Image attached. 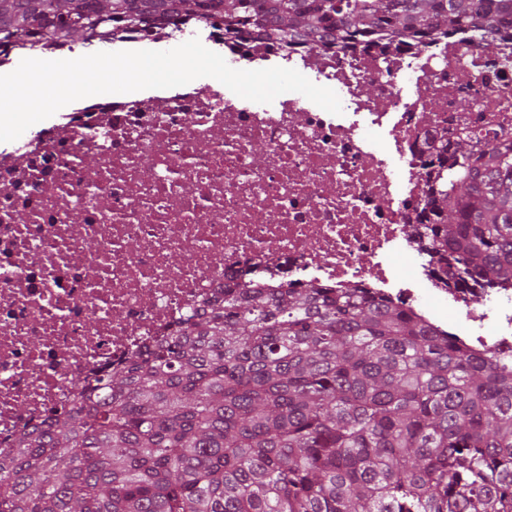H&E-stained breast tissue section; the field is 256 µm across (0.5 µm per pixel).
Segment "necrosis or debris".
I'll return each mask as SVG.
<instances>
[{"mask_svg":"<svg viewBox=\"0 0 512 512\" xmlns=\"http://www.w3.org/2000/svg\"><path fill=\"white\" fill-rule=\"evenodd\" d=\"M196 26L237 68L291 59L343 112L297 92L243 107L207 77L143 100L94 96L0 154V450L72 405L75 383L236 282L367 288L452 328L476 355L512 357V289L446 285L407 233L433 138L470 131L480 150L489 121L512 126V40L494 53L466 36L332 40L314 61L260 26L238 36L220 17ZM187 29L149 19L110 41L158 44Z\"/></svg>","mask_w":512,"mask_h":512,"instance_id":"necrosis-or-debris-1","label":"necrosis or debris"}]
</instances>
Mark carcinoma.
<instances>
[{"instance_id":"cac0c4a2","label":"carcinoma","mask_w":512,"mask_h":512,"mask_svg":"<svg viewBox=\"0 0 512 512\" xmlns=\"http://www.w3.org/2000/svg\"><path fill=\"white\" fill-rule=\"evenodd\" d=\"M215 14L315 54L512 29V0H0V49ZM492 135L422 162L411 237L458 288H512V129ZM0 512H512V364L364 288H226L0 454Z\"/></svg>"}]
</instances>
